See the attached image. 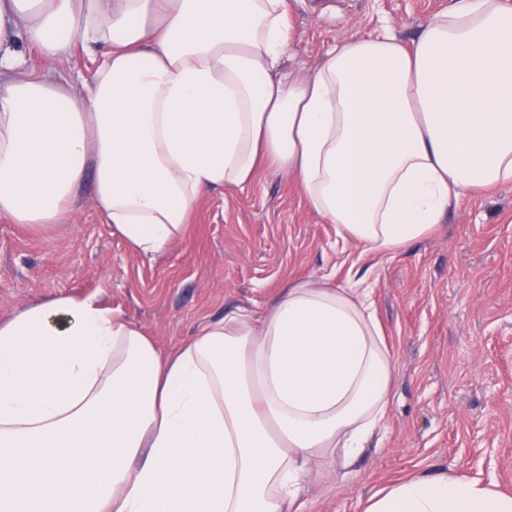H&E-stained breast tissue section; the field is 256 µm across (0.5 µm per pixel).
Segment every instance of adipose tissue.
Masks as SVG:
<instances>
[{"instance_id":"adipose-tissue-1","label":"adipose tissue","mask_w":512,"mask_h":512,"mask_svg":"<svg viewBox=\"0 0 512 512\" xmlns=\"http://www.w3.org/2000/svg\"><path fill=\"white\" fill-rule=\"evenodd\" d=\"M286 0H0V216L59 223L91 185L157 258L201 197L290 172L362 252L390 255L453 200L512 184V7L449 0L282 73ZM80 49L85 91L48 80ZM394 360L367 291L308 278L170 353L95 297L0 321V512H295L308 466L351 467L383 427ZM362 512H512L495 484L398 481Z\"/></svg>"}]
</instances>
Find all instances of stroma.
Returning a JSON list of instances; mask_svg holds the SVG:
<instances>
[{
	"mask_svg": "<svg viewBox=\"0 0 512 512\" xmlns=\"http://www.w3.org/2000/svg\"><path fill=\"white\" fill-rule=\"evenodd\" d=\"M287 4L284 69L303 80L336 42L380 23L412 42L448 0ZM32 64L75 88L92 77L77 54ZM308 277L371 289L396 370L383 430L352 473L313 463L299 512H362L389 483L441 471L512 494V185L460 198L430 235L390 257L343 243L288 171L267 168L245 189L206 194L187 235L153 260L113 235L86 189L60 223L0 218L1 320L36 301L91 295L163 352L236 308L261 316L283 283Z\"/></svg>",
	"mask_w": 512,
	"mask_h": 512,
	"instance_id": "stroma-1",
	"label": "stroma"
}]
</instances>
